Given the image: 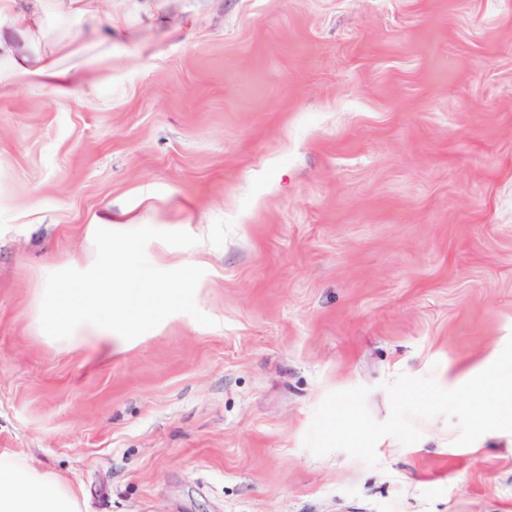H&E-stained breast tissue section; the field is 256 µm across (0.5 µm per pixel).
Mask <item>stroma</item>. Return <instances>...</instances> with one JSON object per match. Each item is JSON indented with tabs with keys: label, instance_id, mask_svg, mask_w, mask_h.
Segmentation results:
<instances>
[{
	"label": "stroma",
	"instance_id": "35a3bbf8",
	"mask_svg": "<svg viewBox=\"0 0 512 512\" xmlns=\"http://www.w3.org/2000/svg\"><path fill=\"white\" fill-rule=\"evenodd\" d=\"M0 95V451L87 512H512V432L445 417L378 467L303 444L327 393L449 388L512 339V0H84ZM164 303L110 357L45 339L50 267ZM136 249L126 253L127 242ZM56 76V66L52 61L31 65L24 59L16 63L3 82L5 86L24 85L41 82Z\"/></svg>",
	"mask_w": 512,
	"mask_h": 512
}]
</instances>
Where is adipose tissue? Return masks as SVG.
Here are the masks:
<instances>
[{"label":"adipose tissue","mask_w":512,"mask_h":512,"mask_svg":"<svg viewBox=\"0 0 512 512\" xmlns=\"http://www.w3.org/2000/svg\"><path fill=\"white\" fill-rule=\"evenodd\" d=\"M96 264L75 274L64 263L55 268L49 290L51 305L40 321L44 336L74 341L92 335L102 355L112 352L113 307L122 304L123 293L116 280L137 278L134 263L114 260L112 239L104 237ZM0 512H84L79 492L66 480L31 460L0 452Z\"/></svg>","instance_id":"obj_1"}]
</instances>
